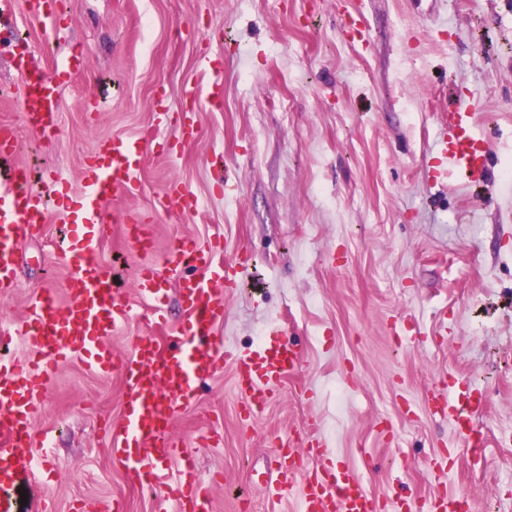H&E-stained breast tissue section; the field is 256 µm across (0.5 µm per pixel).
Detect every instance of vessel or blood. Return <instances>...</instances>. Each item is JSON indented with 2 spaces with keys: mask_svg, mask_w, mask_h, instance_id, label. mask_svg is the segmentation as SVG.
Returning a JSON list of instances; mask_svg holds the SVG:
<instances>
[{
  "mask_svg": "<svg viewBox=\"0 0 512 512\" xmlns=\"http://www.w3.org/2000/svg\"><path fill=\"white\" fill-rule=\"evenodd\" d=\"M84 63L80 51L55 61L48 71L30 57L14 59L31 130L44 136L57 131V88L80 73ZM472 126L467 107L449 109L437 151L454 168L480 177L486 170L485 150ZM142 149L138 137L102 141L82 169L85 191L76 198L55 172L37 188L22 168L0 174V296L15 287L20 239L39 235L47 222V198L60 201L68 212L67 252L75 260L68 303L59 304L51 292H42L29 321L16 330L29 350L27 360L0 359V512H18L13 493L35 474L33 418L61 362L78 358L95 370L121 374L125 415L108 429L110 452L125 464L129 480L161 486L179 512H212L209 487L196 476L190 455L172 434V423L192 399L194 384L213 374L220 360L231 361L236 389L251 416L262 411L276 385L300 367V351L275 321L268 328L273 343L251 354L235 353L216 341V327L224 319V290L232 286L238 267L217 261L218 245L191 239L175 247L162 266H141L134 281L140 296L155 300L172 271L187 264L200 269V276L179 281L190 325L175 342L173 354H164L154 337L141 336L131 356L113 357L108 340L133 311L117 298L112 274L98 261L97 250L109 222L105 205L133 192ZM327 446L320 436L308 447L291 444L280 451L279 465L304 476L299 512H375L364 482L336 467L326 455Z\"/></svg>",
  "mask_w": 512,
  "mask_h": 512,
  "instance_id": "b4317fda",
  "label": "vessel or blood"
}]
</instances>
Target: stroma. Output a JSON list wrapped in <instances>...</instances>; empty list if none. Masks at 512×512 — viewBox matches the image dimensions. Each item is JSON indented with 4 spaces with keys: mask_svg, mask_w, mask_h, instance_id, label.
Instances as JSON below:
<instances>
[{
    "mask_svg": "<svg viewBox=\"0 0 512 512\" xmlns=\"http://www.w3.org/2000/svg\"><path fill=\"white\" fill-rule=\"evenodd\" d=\"M55 29L18 8L13 36L43 67L71 49L86 68L57 91L61 123L29 129L20 86L0 54V125L33 184L58 171L72 196L100 139L146 136L138 189L114 207L149 223L144 254L111 225L97 252L137 311L112 353L155 334L168 350L187 317L176 278L161 286L169 322L155 329L133 279L183 238L244 262L217 328L242 354L277 319L302 352L298 373L245 419L231 363L196 385L174 432L213 512H296L300 475L273 464L282 444L323 432L337 466L379 502L430 512L434 493L470 512H512V0H62ZM473 114L488 179L471 188L435 151L449 104ZM198 201L168 203L174 182ZM66 215L20 244L0 321L27 318L42 291L67 301ZM470 383L485 403L486 443L471 467L430 403ZM123 380L61 363L35 417V458L49 475L31 496L52 512L119 497L124 512H175L160 488L129 483L108 424ZM318 430H310V422Z\"/></svg>",
    "mask_w": 512,
    "mask_h": 512,
    "instance_id": "35a3bbf8",
    "label": "stroma"
}]
</instances>
